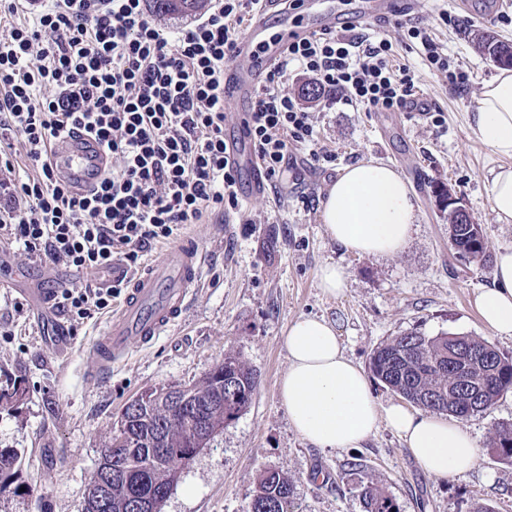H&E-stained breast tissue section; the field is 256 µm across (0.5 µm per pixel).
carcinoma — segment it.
Instances as JSON below:
<instances>
[{
	"label": "carcinoma",
	"instance_id": "1",
	"mask_svg": "<svg viewBox=\"0 0 512 512\" xmlns=\"http://www.w3.org/2000/svg\"><path fill=\"white\" fill-rule=\"evenodd\" d=\"M153 12L162 15L186 16L201 10L206 0H149ZM471 43L480 54L487 56L499 67L512 68V42L500 39L496 34L475 30ZM479 224H462L456 211L448 210V235L453 238L456 253H468L476 248L486 254L484 233L474 234L471 229ZM463 347L480 352L494 365L495 375L503 392L512 390V359L502 356L487 341L456 334L435 337L417 332L404 333L374 350L370 370L375 378L409 402H416L425 410L435 413L454 412L469 418L483 413L493 406L491 402H477L462 409H454L458 393L448 375V354ZM258 388L256 374L239 358L226 355L212 371L200 381L187 387L200 404L202 416L212 428L222 429L238 419L251 405ZM130 447L137 451L136 458L146 448H169L163 468L133 469L125 479L112 482L110 506L104 512H122L130 496L151 497L156 485L173 488L181 477L186 455L194 447L191 437L182 426L171 429L167 444L156 442L155 428L146 424L133 432ZM492 448L499 460L512 464V424H501L492 440ZM22 455L13 449H0V483L11 478L20 467ZM294 486L287 476L277 471L262 473L256 498L248 504L246 512H293ZM364 512H399L397 503L378 486L367 483L360 486Z\"/></svg>",
	"mask_w": 512,
	"mask_h": 512
}]
</instances>
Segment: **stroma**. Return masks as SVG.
<instances>
[{"label": "stroma", "mask_w": 512, "mask_h": 512, "mask_svg": "<svg viewBox=\"0 0 512 512\" xmlns=\"http://www.w3.org/2000/svg\"><path fill=\"white\" fill-rule=\"evenodd\" d=\"M449 11L461 20L447 26ZM411 24L426 28L465 75L452 86L430 67L422 47L406 40L395 22L393 66L415 72L424 115L369 111L359 104L326 107L306 101L314 137L331 162L312 164L307 150H291L280 185L256 198L225 223L221 212L184 226L197 240L205 264L188 306L168 333L150 346L134 345L131 360L107 378L89 377V350L108 320H65L63 344L52 343L58 313L40 322L29 291L81 273L30 258L0 230V268L13 280L0 288V389L24 388L22 402H0V448L19 450V471L0 483V512H83L84 496L100 453L124 406L152 387L188 385L210 372L225 355L238 357L258 377L249 409L224 427L211 445L184 467L162 512H245L261 473L272 469L294 485L296 512H364L361 484L371 482L399 505L400 512H512V464L491 451L495 429L512 423V391L484 413L464 419L481 448L463 478L424 472L402 439L387 425L358 448L323 450L290 426L278 382L288 369L283 332L299 317L332 322L347 357L368 367L375 348L415 331L474 336L512 357V339L486 328L473 299L490 284L493 259L512 248V223L498 222L490 203L494 171L507 165L471 130L483 86L498 72L470 43L482 27L512 40V0H420ZM0 149L12 164L11 180L35 176L27 147L10 133ZM376 160L395 169L416 194L417 225L409 243L391 257L360 255L332 242L321 219V201L349 165ZM449 187L484 231L488 258L459 257L448 240V213L432 195ZM0 189V209H23L13 188ZM311 206H304L305 196ZM333 262L347 273L343 294L330 297L317 284L321 265Z\"/></svg>", "instance_id": "stroma-1"}]
</instances>
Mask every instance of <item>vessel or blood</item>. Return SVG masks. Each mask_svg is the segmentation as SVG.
<instances>
[{
    "instance_id": "1",
    "label": "vessel or blood",
    "mask_w": 512,
    "mask_h": 512,
    "mask_svg": "<svg viewBox=\"0 0 512 512\" xmlns=\"http://www.w3.org/2000/svg\"><path fill=\"white\" fill-rule=\"evenodd\" d=\"M282 0H263L246 35L237 45L245 68H233L224 74V106L245 119L255 93L264 80L269 64L279 58L290 44L302 41L318 31L322 22L317 15V0H303L306 20L284 22L280 32L268 35V18L277 13ZM417 0H358L351 20L337 18L336 25L377 23L399 14L410 13ZM49 157L54 171L67 183L71 193L89 194L97 185L111 159L90 134L76 132L53 141ZM235 168L249 170V196L265 193L267 183L256 166L251 143L244 130H237L230 148ZM204 254L192 239L178 243L169 255L148 264L129 284L119 310L113 314L91 346L92 376L111 373L114 365L131 356L132 342L151 345L181 318L190 291L199 282Z\"/></svg>"
}]
</instances>
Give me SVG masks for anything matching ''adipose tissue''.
Returning a JSON list of instances; mask_svg holds the SVG:
<instances>
[{
  "label": "adipose tissue",
  "instance_id": "obj_1",
  "mask_svg": "<svg viewBox=\"0 0 512 512\" xmlns=\"http://www.w3.org/2000/svg\"><path fill=\"white\" fill-rule=\"evenodd\" d=\"M471 129L493 152L512 157V70H501L485 84ZM416 219L406 180L378 161L345 167L322 202L330 239L362 255L400 252ZM474 305L495 335L512 338L511 248L498 251L492 284L476 294ZM282 341L289 364L279 381V396L304 440L322 449L357 448L384 420L426 473L462 477L472 469L480 446L469 430L443 414L400 405L380 408L365 372L345 355L328 320L300 317Z\"/></svg>",
  "mask_w": 512,
  "mask_h": 512
}]
</instances>
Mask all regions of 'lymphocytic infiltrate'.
Wrapping results in <instances>:
<instances>
[{"mask_svg":"<svg viewBox=\"0 0 512 512\" xmlns=\"http://www.w3.org/2000/svg\"><path fill=\"white\" fill-rule=\"evenodd\" d=\"M260 0H216L185 26L149 16L144 0H42L31 24L0 10V130L20 135L38 176L20 181L24 210L0 226L28 255L75 271L128 272L143 252L177 238L207 211L237 213L238 174L224 137V70L237 58L242 25ZM389 39L348 40L325 29L288 46L254 97L245 126L268 181L282 180L291 148L313 161L328 155L313 137V116L286 88L288 72L312 77L327 105L344 100L377 111L405 108L416 89L394 70ZM93 135L112 159L96 189L76 197L56 177L48 148L72 129ZM126 286L85 282L52 291V306L90 319Z\"/></svg>","mask_w":512,"mask_h":512,"instance_id":"lymphocytic-infiltrate-1","label":"lymphocytic infiltrate"}]
</instances>
